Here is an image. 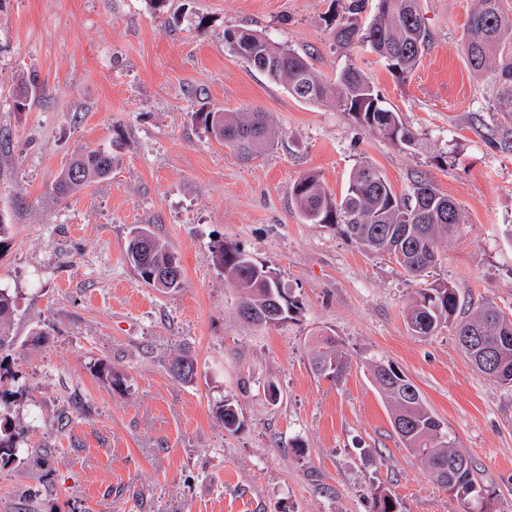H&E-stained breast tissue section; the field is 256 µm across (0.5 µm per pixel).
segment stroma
I'll use <instances>...</instances> for the list:
<instances>
[{
    "instance_id": "obj_1",
    "label": "stroma",
    "mask_w": 512,
    "mask_h": 512,
    "mask_svg": "<svg viewBox=\"0 0 512 512\" xmlns=\"http://www.w3.org/2000/svg\"><path fill=\"white\" fill-rule=\"evenodd\" d=\"M473 7L420 0L431 39L402 80L374 54L336 46L327 21L339 0H0V214L11 226L0 288L16 298V381L0 421L24 423L29 449L0 468V512H373L380 489L402 512H462L394 433L372 355L419 388L495 491L492 512H512V387L480 376L452 332L409 334L417 281L302 223L291 197L308 172L341 192L362 161L400 195L431 180L466 222L441 243L429 282L451 284L464 308L489 299L512 314V149L492 74L466 63ZM236 29L308 54L330 79L356 66L413 143L333 101L292 97L229 49ZM23 77L36 88L21 112ZM202 110L268 112L278 138L241 160L197 121ZM118 132L126 146L111 176L59 198L73 156ZM138 226L177 257L179 292L147 287L129 264ZM218 240L276 270L299 301L292 320L259 328L238 316ZM320 336L349 356L340 381L313 368ZM182 348L197 361L190 383L169 373ZM227 395L243 419L233 434L214 414Z\"/></svg>"
}]
</instances>
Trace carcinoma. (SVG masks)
I'll return each instance as SVG.
<instances>
[{
  "label": "carcinoma",
  "instance_id": "obj_1",
  "mask_svg": "<svg viewBox=\"0 0 512 512\" xmlns=\"http://www.w3.org/2000/svg\"><path fill=\"white\" fill-rule=\"evenodd\" d=\"M369 0H345L343 14L331 18L336 44L344 49L367 47L385 63L395 76L405 79L418 67L430 34L423 20L419 0H376L370 20L357 23ZM230 49L250 67L278 83L291 96L310 104L333 99L342 111L355 117L370 130L393 142L409 145L414 133L398 114L384 105L382 98L361 73L351 67L336 75L331 83L317 74L307 56L285 46L268 42L249 30L229 31ZM464 54L475 73H493L496 82L494 109L502 114L503 131L512 128V0H476L464 37ZM197 119L216 141L243 158H253L269 150L278 137L265 112L234 115L223 111L199 112ZM125 139L112 140V147L81 150L61 171L55 185L58 195L66 196L92 182L110 177L121 160ZM82 170V178L73 180L70 172ZM292 199L306 224L334 227L355 241L369 254H388L410 278L423 279L439 260L443 239H451L466 223L459 205L439 193L423 178L415 181L412 198L397 196L385 174L364 161L349 174L340 195L331 193L319 175L301 176L292 189ZM129 263L142 281L162 293L183 285L178 280L159 282L155 270L176 262L146 226L131 233L126 247ZM215 264L239 290L237 309L250 312L245 321L261 327L276 326L292 319L298 300L274 269L259 265L238 246L218 241L213 246ZM461 303L455 288L447 283H429L415 291L406 306L408 331L415 336H433L452 329L460 338L465 329L479 336L475 350L462 347L472 364L486 356L500 367L502 377L496 383L512 384V321L493 301H486L470 315H460ZM14 301L0 288V351L11 347V322ZM372 376L391 406V424L405 448L427 468L436 481L448 488L463 503V512H488L494 492L478 482L470 458L457 448L456 439L439 417L427 406L418 387L391 361H371ZM317 374L339 380L348 368L345 352L330 336L322 340L313 358ZM171 376L190 383L196 374V361L180 352L169 367ZM216 418L224 431L236 433L242 427L237 403L231 398L216 405ZM25 426H0V467H5L29 453L20 447ZM374 512H401L391 493H375Z\"/></svg>",
  "mask_w": 512,
  "mask_h": 512
}]
</instances>
